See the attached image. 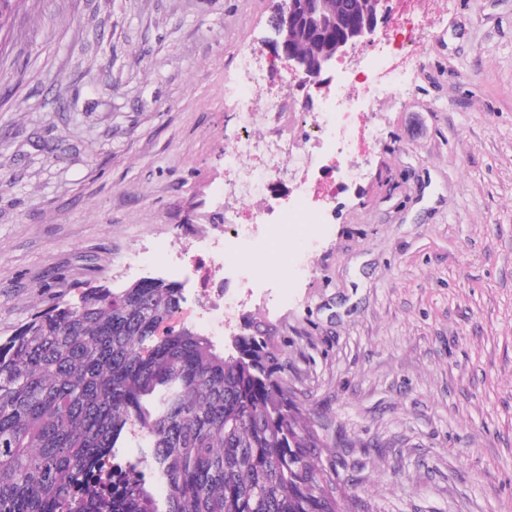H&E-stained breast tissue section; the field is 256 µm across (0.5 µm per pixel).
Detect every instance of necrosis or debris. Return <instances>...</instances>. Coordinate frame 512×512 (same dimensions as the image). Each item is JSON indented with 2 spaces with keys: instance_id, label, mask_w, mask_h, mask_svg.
Returning a JSON list of instances; mask_svg holds the SVG:
<instances>
[{
  "instance_id": "4bbe7bcc",
  "label": "necrosis or debris",
  "mask_w": 512,
  "mask_h": 512,
  "mask_svg": "<svg viewBox=\"0 0 512 512\" xmlns=\"http://www.w3.org/2000/svg\"><path fill=\"white\" fill-rule=\"evenodd\" d=\"M391 28L379 38L377 54L365 69H351L330 96L314 102L299 77L277 58L254 52L243 68L236 119L240 132L224 146V163L233 172L224 188V239L220 250L184 255L206 283L198 308L214 335L224 333L240 307L226 271L256 282L302 271L307 256L278 260L290 244L306 239L325 214L307 206L308 174L322 183L352 182L361 175L360 143L377 139L369 114L378 101L401 88L424 36L447 9V0H387ZM300 118L283 126L284 113ZM288 194L291 205L276 202Z\"/></svg>"
}]
</instances>
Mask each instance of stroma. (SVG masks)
Listing matches in <instances>:
<instances>
[{
  "instance_id": "35a3bbf8",
  "label": "stroma",
  "mask_w": 512,
  "mask_h": 512,
  "mask_svg": "<svg viewBox=\"0 0 512 512\" xmlns=\"http://www.w3.org/2000/svg\"><path fill=\"white\" fill-rule=\"evenodd\" d=\"M282 0H16L0 23V340L100 288L196 272L224 232L239 62ZM363 175L259 323L347 512H512V0H448L377 106Z\"/></svg>"
}]
</instances>
